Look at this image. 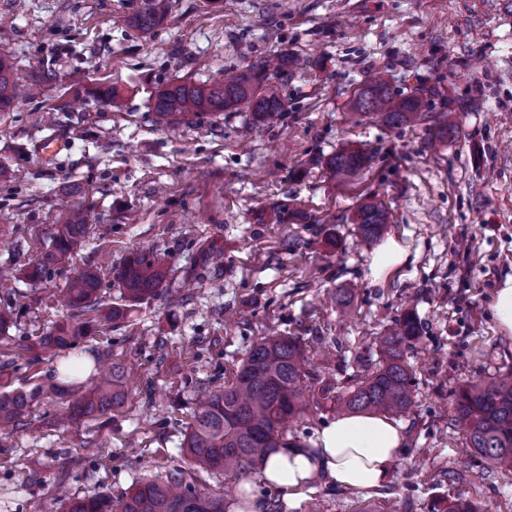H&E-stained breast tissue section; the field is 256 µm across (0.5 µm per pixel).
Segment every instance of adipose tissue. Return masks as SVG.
I'll return each mask as SVG.
<instances>
[{"instance_id": "adipose-tissue-1", "label": "adipose tissue", "mask_w": 512, "mask_h": 512, "mask_svg": "<svg viewBox=\"0 0 512 512\" xmlns=\"http://www.w3.org/2000/svg\"><path fill=\"white\" fill-rule=\"evenodd\" d=\"M402 427L380 414L336 418L312 447L288 445L272 452L262 472L264 482L301 497L310 483L323 479L354 491L380 487L404 444Z\"/></svg>"}]
</instances>
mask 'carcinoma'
Listing matches in <instances>:
<instances>
[{
    "mask_svg": "<svg viewBox=\"0 0 512 512\" xmlns=\"http://www.w3.org/2000/svg\"><path fill=\"white\" fill-rule=\"evenodd\" d=\"M168 11V0H144L134 25L149 31L160 24ZM291 60L260 59L245 72L223 82L177 83L158 89L153 112L156 122L174 124L189 114L218 113L244 105L254 119L276 124L286 110L281 79L288 75ZM443 97L435 87L414 86L407 93L391 89L377 76L360 88L349 108L361 114L379 115L392 127L425 123L433 130L432 142L444 143L454 136L458 125L452 111H434L433 98ZM18 102V87L12 66L0 55V112H8ZM360 150H342L330 157L327 168L340 181H350L368 165ZM58 226L54 248L26 270V277L40 280L49 269L64 261L73 246L86 234L87 225L72 211L52 218ZM389 222L382 203L361 205L355 223L363 241L372 244ZM166 270L152 251L130 254L118 280L124 294L122 304H104L99 298L100 279L86 270L72 279L65 293L69 306L77 312L95 307L98 317L115 323L126 319L136 304L157 295ZM88 334V326L78 319L39 337L30 349L63 358ZM413 315L407 314L378 342L382 364L368 378L356 382L344 395L332 387L316 390L307 384V356L293 336L265 337L257 342L231 384L207 389L193 413V423L185 437L182 454L202 471L247 475L263 467L268 454L281 446L282 425L288 419L303 418L312 410L329 404L351 413L371 412L392 416L405 414L413 398V378L404 357L407 344L418 339ZM77 381L64 383L54 375L31 388L0 393V431L12 432L25 426L29 408L39 401L74 397L59 414L62 420L103 414L121 405L125 398L126 374L112 367V374L80 394ZM454 425L467 432L475 453L512 472V371L499 372L489 379L471 383L454 393ZM64 512H112V497H81L57 489ZM121 512H224V497L196 489L185 481L184 471L174 469L162 477H143L119 500Z\"/></svg>",
    "mask_w": 512,
    "mask_h": 512,
    "instance_id": "cac0c4a2",
    "label": "carcinoma"
}]
</instances>
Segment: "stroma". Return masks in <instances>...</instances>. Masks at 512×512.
<instances>
[{
	"label": "stroma",
	"mask_w": 512,
	"mask_h": 512,
	"mask_svg": "<svg viewBox=\"0 0 512 512\" xmlns=\"http://www.w3.org/2000/svg\"><path fill=\"white\" fill-rule=\"evenodd\" d=\"M143 0H0V54L32 95L0 112V308L17 315L0 341V392L32 386L54 360L29 350L69 322L67 283L86 270L116 303L130 252L150 249L167 275L122 323L70 350L110 353L135 379L102 416L57 425L61 404L31 407L0 434V512H62L57 483L120 496L135 480L188 469L180 453L194 402L230 380L253 345L297 337L315 386L344 391L381 361L377 341L405 314L420 335L405 354L413 406L385 484L353 491L314 481L304 496L193 471L234 512L243 482L282 512H444L458 495L512 512V472L468 448L452 424L455 390L512 368V337L491 302L512 275V0H170L163 22L136 29ZM299 58L288 108L261 129L247 108L156 125L157 87L221 81L261 57ZM393 90L440 86L458 100L459 133L428 149L425 126L391 128L348 109L369 75ZM60 149L45 155V142ZM370 157L355 180L327 170L336 152ZM382 201L384 237L405 263L380 282L353 222ZM59 210H81L86 236L40 281L23 270L51 250ZM352 294L349 314L336 301ZM464 479L450 481L447 470Z\"/></svg>",
	"instance_id": "35a3bbf8"
}]
</instances>
